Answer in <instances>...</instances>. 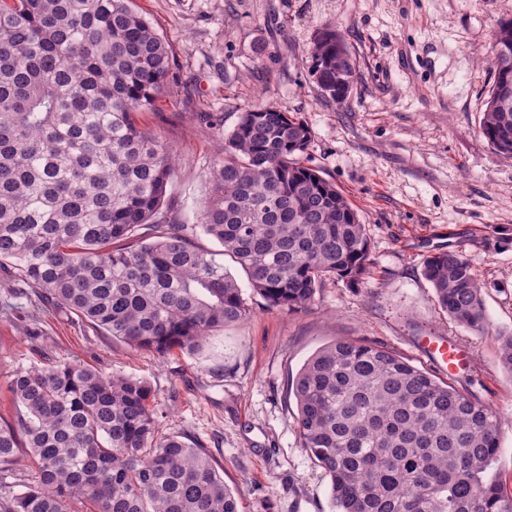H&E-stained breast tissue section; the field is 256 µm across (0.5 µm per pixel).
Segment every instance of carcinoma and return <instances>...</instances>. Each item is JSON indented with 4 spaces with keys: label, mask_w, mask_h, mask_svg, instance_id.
I'll return each mask as SVG.
<instances>
[{
    "label": "carcinoma",
    "mask_w": 512,
    "mask_h": 512,
    "mask_svg": "<svg viewBox=\"0 0 512 512\" xmlns=\"http://www.w3.org/2000/svg\"><path fill=\"white\" fill-rule=\"evenodd\" d=\"M324 98L341 104L354 63L323 32L312 48ZM482 135L512 155V20L493 31ZM168 43L128 0H0V268L40 300L134 349L194 355L248 312L223 247L271 307L302 311L323 281L369 274L366 225L307 166L308 127L272 104L240 113L206 167L198 223L163 210L174 156L139 114L168 88ZM423 276L456 324L481 331L483 291L457 250ZM499 361L512 373V333ZM0 469L25 454L32 482L0 486V512H238L198 439L162 432L142 379L78 362L9 381ZM301 447L331 481L336 512H512L488 471L500 452L490 405L377 343L337 340L293 382Z\"/></svg>",
    "instance_id": "1"
}]
</instances>
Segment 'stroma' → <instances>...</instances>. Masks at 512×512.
I'll list each match as a JSON object with an SVG mask.
<instances>
[{
    "instance_id": "stroma-1",
    "label": "stroma",
    "mask_w": 512,
    "mask_h": 512,
    "mask_svg": "<svg viewBox=\"0 0 512 512\" xmlns=\"http://www.w3.org/2000/svg\"><path fill=\"white\" fill-rule=\"evenodd\" d=\"M165 38L168 89L140 122L172 150L168 211L196 223L203 165L240 112L263 100L311 132L305 163L359 210L371 239L358 286L329 278L315 304L269 307L246 277L247 316L195 356L136 350L76 315L50 308L0 269V417L11 418L12 375L50 360L144 379L161 427L203 441L239 512H336L330 481L300 446L292 382L320 348L375 342L500 418L492 466L512 493V373L498 358L512 332V156L481 134L492 83L487 59L512 0H130ZM341 35L356 68L348 99L322 95L311 70L319 33ZM462 251L483 287V331L457 325L422 275L428 255ZM456 338L472 366L449 376L420 348Z\"/></svg>"
}]
</instances>
